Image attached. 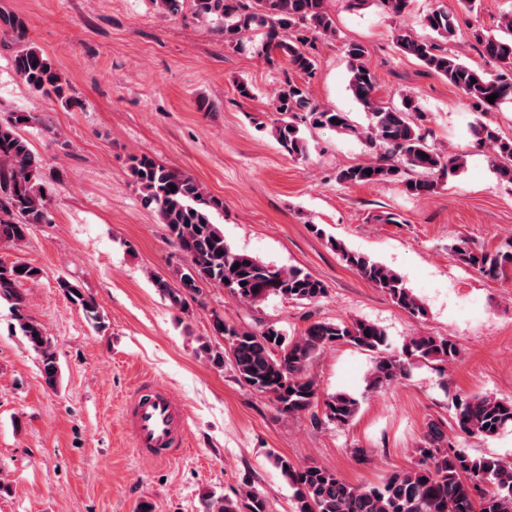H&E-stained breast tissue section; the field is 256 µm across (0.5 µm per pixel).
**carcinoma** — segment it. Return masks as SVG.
Here are the masks:
<instances>
[{
  "instance_id": "obj_1",
  "label": "carcinoma",
  "mask_w": 512,
  "mask_h": 512,
  "mask_svg": "<svg viewBox=\"0 0 512 512\" xmlns=\"http://www.w3.org/2000/svg\"><path fill=\"white\" fill-rule=\"evenodd\" d=\"M193 7L199 18L219 24L229 45L241 46L250 33L262 32L258 54L270 64L284 57L294 72L307 78L317 69L316 39L334 34L325 0H193ZM6 24L19 44L13 59L16 74L35 92L64 108L71 106L74 98L68 81L47 55L26 42V24L18 20ZM423 24L430 35L396 37L402 53L446 78L483 113L512 100V12L502 19L501 34H474L482 56L503 65L496 73L474 68L448 50L456 25L447 11H432ZM366 53L360 43L345 47L349 90L366 113V126L354 124L346 112L312 104L307 86L290 81L275 94L274 111L280 118L272 127L273 136L290 155L305 157L306 140L295 116L303 111L306 125L355 136L380 153L376 162L342 169L336 176L339 182L398 181L414 195L430 194L437 186L434 175L460 167L459 158L441 154L428 143L418 124L422 114L414 96H404L398 106H386L376 99V80L365 62ZM494 93L498 97L488 102L487 97ZM38 122L40 118L30 112L0 114V242H21L32 225L48 222L50 197L43 191L42 161L22 135L24 128ZM471 131L479 144L490 150L489 162L499 178L512 184V137L500 134L479 117L471 123ZM367 169L372 173L366 174ZM128 170L144 203L156 207L161 223L187 261L179 271L177 285L161 277L154 279L155 288L173 306L185 309L187 298L200 294L203 283L222 288L251 306L271 296L309 304L326 296V285L310 273L270 266L228 245L224 232L214 223V215L224 211V202L207 194L192 176L172 171L147 155L130 156ZM172 185L176 190L170 189ZM329 242L347 265L400 308L416 318L426 315L424 303L401 275L332 238ZM449 251L482 276L495 278L512 270V244L489 251L463 238ZM37 276L38 269L29 265L0 262V301L11 304L15 328L39 356L42 376L53 387L59 378L55 347L45 327L24 314L23 297L18 292L20 284ZM58 286L95 329L106 327L92 295L65 278ZM212 332L228 342L222 349L207 340L199 345L213 365L222 367L224 360H229L239 383L268 395L282 415L303 416L320 405L324 420L338 426L349 425L359 401L346 392H321L309 366L324 349L348 344L372 353L373 365L365 378L366 391L371 393L406 376L416 362L448 364L460 355L453 340L428 334L412 337L399 354L389 352L385 331L362 320L314 321L290 340L274 323L253 331L215 312ZM454 408L458 428L468 435L490 438L512 427V401L489 394L459 396ZM418 452L415 466L389 474L376 486L364 487L349 484L336 472L317 465L298 466L275 454L272 462L295 488L293 512H512V461L497 455L473 456L454 448L435 422L427 427L425 445ZM200 505L201 512H269L266 499L253 489L236 498L208 491L201 495Z\"/></svg>"
}]
</instances>
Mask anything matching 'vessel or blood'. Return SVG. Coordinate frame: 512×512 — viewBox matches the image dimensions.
Instances as JSON below:
<instances>
[{"label": "vessel or blood", "instance_id": "b4317fda", "mask_svg": "<svg viewBox=\"0 0 512 512\" xmlns=\"http://www.w3.org/2000/svg\"><path fill=\"white\" fill-rule=\"evenodd\" d=\"M124 423L139 457L170 462L186 451V422L181 404L156 387H137Z\"/></svg>", "mask_w": 512, "mask_h": 512}]
</instances>
